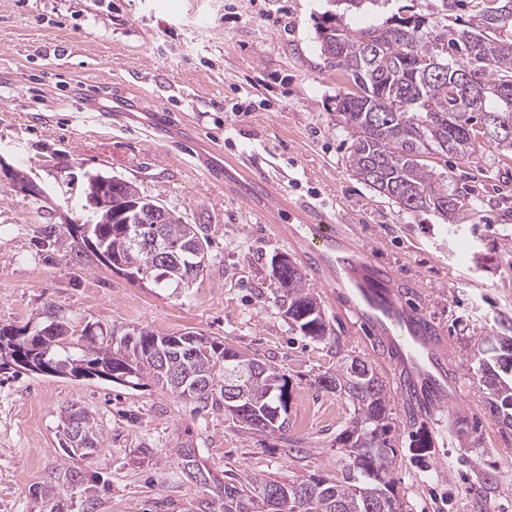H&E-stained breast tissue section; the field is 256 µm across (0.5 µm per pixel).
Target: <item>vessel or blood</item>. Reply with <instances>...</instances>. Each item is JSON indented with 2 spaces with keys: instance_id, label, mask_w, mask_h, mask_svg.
Masks as SVG:
<instances>
[{
  "instance_id": "obj_1",
  "label": "vessel or blood",
  "mask_w": 512,
  "mask_h": 512,
  "mask_svg": "<svg viewBox=\"0 0 512 512\" xmlns=\"http://www.w3.org/2000/svg\"><path fill=\"white\" fill-rule=\"evenodd\" d=\"M245 196L276 200L265 175L257 172L249 174ZM302 240L318 284L396 353L400 397L429 414L447 408L458 392L448 379V358L436 345L437 330L394 289L391 272L375 263L367 247L337 232L334 225H307Z\"/></svg>"
}]
</instances>
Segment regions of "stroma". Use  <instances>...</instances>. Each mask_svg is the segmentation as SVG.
<instances>
[{
  "instance_id": "35a3bbf8",
  "label": "stroma",
  "mask_w": 512,
  "mask_h": 512,
  "mask_svg": "<svg viewBox=\"0 0 512 512\" xmlns=\"http://www.w3.org/2000/svg\"><path fill=\"white\" fill-rule=\"evenodd\" d=\"M329 0H0V159L42 197L0 190V325L147 327L201 333L278 367L290 381L286 432L242 429L223 411L154 381L132 390L101 380L0 372V512H187L202 500L173 453L192 442L217 474L341 478L336 436L353 408L321 389L339 358L372 361L391 388L389 475L403 512H512V432L501 433L474 374L481 349L512 336V162L452 158L439 170L481 200L459 224L409 214L346 164L336 112L343 88L326 68L315 20ZM170 112L166 139L153 117ZM266 175L283 199L371 247L405 301L439 329L457 400L418 417L394 391L396 362L324 288L332 332L292 331L275 304L270 259H302L287 219L240 197L225 158ZM136 183L208 236L211 262L181 293L141 287L80 251L87 175ZM79 404L103 433L90 459L61 448V412ZM151 442L153 461L140 458ZM82 473L77 484L60 471Z\"/></svg>"
}]
</instances>
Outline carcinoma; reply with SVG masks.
<instances>
[{
    "mask_svg": "<svg viewBox=\"0 0 512 512\" xmlns=\"http://www.w3.org/2000/svg\"><path fill=\"white\" fill-rule=\"evenodd\" d=\"M340 11L327 10L316 21V35L327 67L342 77L345 89L336 96V111L349 136L346 156L350 170L366 185L394 201L407 213H432L448 224L461 223L468 211L465 195L436 158L451 155L477 159V149H494L500 162L512 158V0H418L416 9L399 8L382 19L357 27L352 15L367 2L335 0ZM148 214L155 223L138 224L141 241L149 243L162 227L177 262L197 266L210 261L209 245L195 227L194 252L184 251L181 217L161 199L152 198ZM84 245L106 264H116L130 242L120 224L86 219ZM151 266L156 286L186 284L180 276L141 255ZM280 295L275 305L290 327L315 341L330 337L325 314L311 292L306 273L295 260L271 266ZM479 360V384L488 391L490 410L501 428L512 430V338L502 336ZM261 360L201 334L162 336L142 327L119 337V346L99 340L84 328L79 338L36 336L19 330L9 336L0 327V370H28V365L67 368L65 376L108 372L112 382L135 388L145 379L165 386L177 397L224 408L248 430L281 432L288 425L289 381L267 366L263 376L252 373ZM350 373L347 358L317 378L323 389L343 396L354 408L349 425L336 436L347 449L345 476L336 481L315 475L283 483L247 476L236 483L215 478L217 496L235 505L234 512H401L393 481L383 459L393 452L390 393L372 363ZM240 387L246 398L231 402L228 388ZM62 448L68 457H88L102 447L94 418L83 408H66ZM178 465L194 479L197 457L190 442L174 449ZM315 484V495L282 498L277 507L262 493L272 487L291 490Z\"/></svg>",
    "mask_w": 512,
    "mask_h": 512,
    "instance_id": "obj_1",
    "label": "carcinoma"
}]
</instances>
